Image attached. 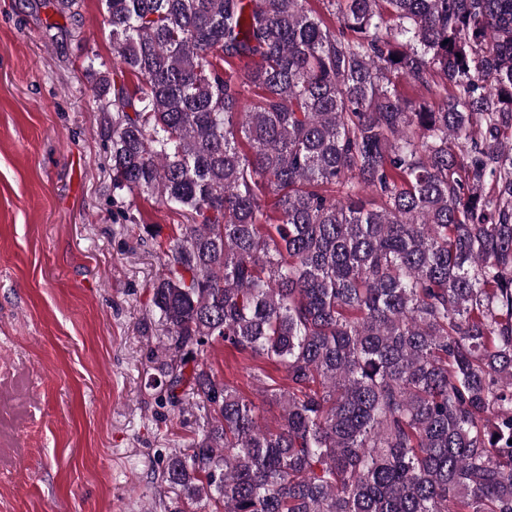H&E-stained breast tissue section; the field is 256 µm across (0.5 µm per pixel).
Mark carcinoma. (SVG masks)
<instances>
[{
	"instance_id": "carcinoma-1",
	"label": "carcinoma",
	"mask_w": 512,
	"mask_h": 512,
	"mask_svg": "<svg viewBox=\"0 0 512 512\" xmlns=\"http://www.w3.org/2000/svg\"><path fill=\"white\" fill-rule=\"evenodd\" d=\"M103 2L119 212L187 219L149 386L209 417L170 512H512V0ZM216 340L284 370L277 427Z\"/></svg>"
}]
</instances>
